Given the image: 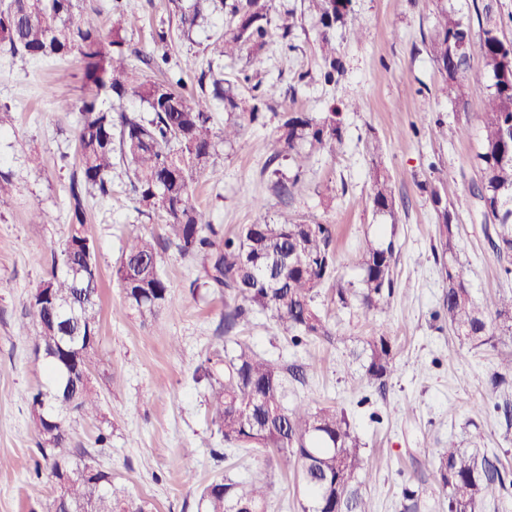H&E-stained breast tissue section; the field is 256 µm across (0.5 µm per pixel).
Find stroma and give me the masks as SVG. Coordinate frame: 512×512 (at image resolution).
Masks as SVG:
<instances>
[{
  "mask_svg": "<svg viewBox=\"0 0 512 512\" xmlns=\"http://www.w3.org/2000/svg\"><path fill=\"white\" fill-rule=\"evenodd\" d=\"M224 2L186 38L170 0H130L126 46L167 53L168 64L149 71V78L182 80L192 98L206 69L230 80L245 101L251 91L244 75L275 85L259 119L245 125L237 141L219 145L213 165L198 179L196 199L206 220L228 237L247 225L272 222L282 211L331 225L338 274L323 285L318 303L335 338L295 348L258 313L224 338L217 326L226 297L192 288L198 263L172 249L164 255L163 272L173 304L148 324L132 312L113 315L122 292L112 269L127 237L165 234L159 213H137L123 170L115 168L111 197L89 199L86 208L100 282L91 381L101 413L70 421L71 442L152 512H203L198 501L204 486L258 474L271 485L267 512H302L305 494L296 468L265 450H226L210 421V389L195 379L205 354L242 342L267 359L306 368L305 383L288 381L286 404L347 413L362 454L375 467L365 490L372 512H448L435 461L449 442L489 450L492 461L512 475V421L499 408L512 402V382L489 390L495 352L512 350V335L497 337L494 347H476L449 330L442 311L446 283L434 254L437 193L451 207L454 256L471 268L473 295L512 293V276L504 275L494 247L495 225L486 222L478 202H463L482 180L477 155L492 82L471 81L466 101L451 102L439 92L442 77L431 45L441 10L474 26L484 0H353L352 24L329 34L344 67L333 84L318 77V26L306 0H267L271 18L295 11L298 28L289 39L273 37L258 58L235 61L216 51L231 19L233 0ZM87 93L77 55L34 60L21 70L0 53V107L10 110L0 128V170L11 172L17 187L13 206L0 211V512H46L54 496L26 403L28 392L45 382L46 368L18 324L51 267L52 249L68 232L74 126ZM351 102L357 109L345 114L340 152L302 150L281 158L280 171L295 186L289 197H279L263 165L283 113H319ZM375 151L394 191L391 217L374 213L368 200ZM31 153L40 156V168L29 164ZM36 209L43 222H31ZM380 238L394 240L398 252L392 294L370 316L354 305L341 307L337 285L359 282L362 249ZM378 329L391 337L395 358V372L380 392L361 383L358 356L361 339ZM408 488L417 494L413 509L404 497Z\"/></svg>",
  "mask_w": 512,
  "mask_h": 512,
  "instance_id": "stroma-1",
  "label": "stroma"
}]
</instances>
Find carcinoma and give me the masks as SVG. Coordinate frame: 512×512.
Here are the masks:
<instances>
[{
  "label": "carcinoma",
  "instance_id": "cac0c4a2",
  "mask_svg": "<svg viewBox=\"0 0 512 512\" xmlns=\"http://www.w3.org/2000/svg\"><path fill=\"white\" fill-rule=\"evenodd\" d=\"M124 0H113L119 18L112 33L104 37L99 12L81 6L80 0H0V51L11 59H53L75 52L84 68L91 95L78 108L75 127L78 166L72 172L68 208L70 224L62 249L54 254L51 273L38 287L51 290L57 300H70L79 314L57 317L45 301L32 296L25 316L34 334L32 344L51 346L64 336L69 325L78 336H98L100 308L99 273L96 251H88L85 204L91 195L112 194L114 159L126 165V178L137 203L144 210H157L165 224V237L144 233L130 235L113 278L123 290L122 306L113 314L136 313L142 321H153L173 302L171 287L161 271L162 255L174 249L183 258L197 261L203 285L232 300L224 311L222 329L229 333L247 316L258 312L287 333L293 345L333 336L318 307L320 288L336 274V251L330 225L283 218L274 224H250L235 237L225 238L221 229L207 222L196 205L195 184L217 155L221 143L238 139L246 123L273 95L267 90L252 96L245 107L232 84L212 78L206 94V73H201V96L190 102L181 85L149 80L144 70L132 65L123 47ZM181 28L189 34L204 20L201 7H179ZM318 17L321 41L329 44V31L344 26L353 13L352 0H308ZM486 27L473 38L470 26L442 11L435 29L433 52L441 66L442 92L461 103L466 95L459 70L467 58L479 55L492 78V92L483 112L484 141L478 155L484 180L472 195L483 212L498 224L497 236L512 251V74L502 78L512 64V41L502 40L492 23V4L484 5ZM231 13L236 21L220 38V54L238 58L243 52L262 50L273 30L288 37L295 22L272 25L264 0H234ZM138 99L149 116L118 112L103 107L102 98ZM224 104L230 119L224 130L212 126V109ZM343 144V112L332 106L326 112H286L274 138L267 165L283 154L307 147L334 151ZM369 199L374 212L395 214V198L378 165L370 171ZM441 254H452L455 224L448 209H437ZM397 257L393 243L371 242L364 249L360 266L362 278L354 287L336 289V302L343 308L355 302L363 313L382 308L392 294V268ZM446 291L442 308L458 338L476 346L496 347L488 334L487 317L512 334V295L486 301L476 300L469 288L465 263L449 259L443 264ZM363 376L380 388L395 371L390 336L376 331L361 340ZM49 382L28 393L30 418L38 438V450L49 466L57 494L48 512H72L82 506L88 512H148V505L118 489L112 473L92 465L89 452L71 447L70 436L47 444V425L38 408L42 399L69 384L71 390L61 421L75 412L92 416L98 410V394L81 377L64 382L61 366L47 361ZM498 370L490 377L495 390L506 384L512 373V351L497 354ZM199 378L211 387L212 423L230 449L242 447L272 451L283 462L294 461L301 476L307 503L302 512H371L361 493L372 470L351 434L344 412L334 406L310 409L289 408L283 403L285 374L274 361L257 355L246 343H237L233 353L224 354L218 369L211 357L198 366ZM437 474L446 489L448 512H476L490 487L512 486L505 474L477 451L448 443L437 460ZM270 484L256 481L216 480L200 494L204 512H231L232 504L248 512H265Z\"/></svg>",
  "mask_w": 512,
  "mask_h": 512
}]
</instances>
